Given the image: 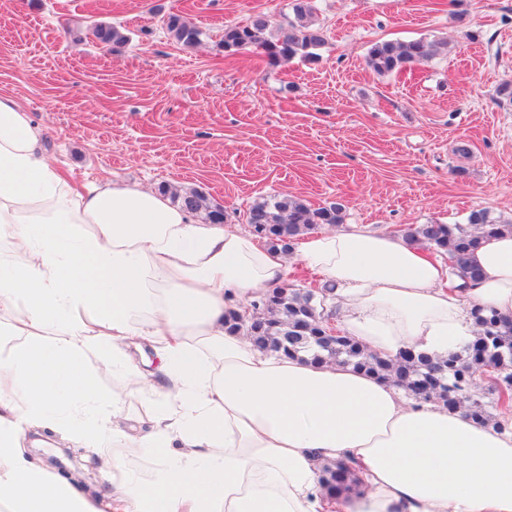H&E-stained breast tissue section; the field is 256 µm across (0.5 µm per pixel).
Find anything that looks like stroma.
<instances>
[{
	"label": "stroma",
	"mask_w": 512,
	"mask_h": 512,
	"mask_svg": "<svg viewBox=\"0 0 512 512\" xmlns=\"http://www.w3.org/2000/svg\"><path fill=\"white\" fill-rule=\"evenodd\" d=\"M289 2L0 0V93L80 191L105 180L195 190L241 227L254 203L283 194L342 202L343 228L390 234L481 209L512 217V106L495 101L512 80V0H315L327 31L317 60L225 55V25L282 21ZM171 13L202 30L198 46L169 36ZM98 22L129 43L98 45ZM420 38L448 50L410 74L367 67L374 43ZM31 453L61 459L92 494L111 490L92 449Z\"/></svg>",
	"instance_id": "35a3bbf8"
}]
</instances>
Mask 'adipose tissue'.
<instances>
[{"label": "adipose tissue", "instance_id": "ef3b65f1", "mask_svg": "<svg viewBox=\"0 0 512 512\" xmlns=\"http://www.w3.org/2000/svg\"><path fill=\"white\" fill-rule=\"evenodd\" d=\"M0 512H512V413L480 423L349 366L288 358L228 331L241 300L281 286L284 255L243 230L199 222L155 191H72L42 130L0 94ZM302 260L335 287L342 334L372 352L445 355L472 340V308L512 317V233L482 238L479 278L448 285L429 251L367 228L306 234ZM150 354L135 362L132 340ZM106 351L125 388L86 367ZM150 402L146 429L124 424ZM44 429L93 448L112 490L87 494L29 457ZM153 451L151 480L127 458ZM354 459L360 488L329 495L328 461Z\"/></svg>", "mask_w": 512, "mask_h": 512}]
</instances>
